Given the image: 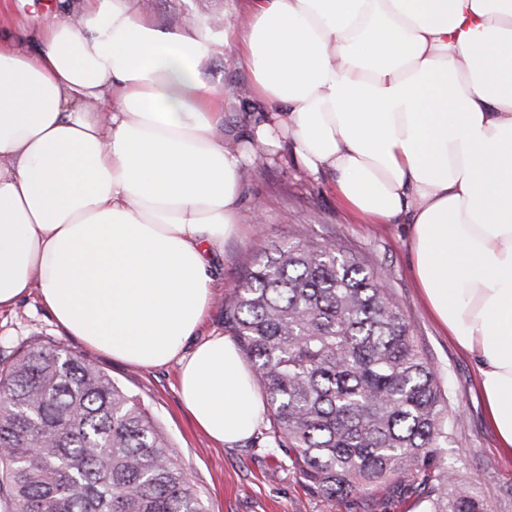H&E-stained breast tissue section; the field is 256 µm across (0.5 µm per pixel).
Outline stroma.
<instances>
[{"label": "stroma", "mask_w": 512, "mask_h": 512, "mask_svg": "<svg viewBox=\"0 0 512 512\" xmlns=\"http://www.w3.org/2000/svg\"><path fill=\"white\" fill-rule=\"evenodd\" d=\"M59 0H0V37L16 38L41 29L57 11ZM153 19L170 31L202 36L209 56L204 81L224 96V141L242 143L252 115L247 72L240 69L224 31L245 10V0H150ZM241 206L258 213L259 224L240 225L224 242L216 265V293L201 329L202 336L224 332V305L267 240L299 235L333 239L368 265L384 271L405 313L415 342L438 371L450 410L462 413L466 428L448 451L472 489L491 512H512V459L505 457L488 424L475 360L459 348L430 313L411 272L412 257L403 224H363L336 197L332 176H312L298 164L292 148L259 155L242 174ZM53 341L85 353L87 359L134 395L166 433L171 452L189 472L208 512H426L424 497L411 479L394 480L372 493L341 502L312 493L285 450L275 447L273 428L263 422L248 441L232 447L207 438L192 422L177 388L176 364L140 370L112 357L86 350L62 333L35 298L0 313V360L29 342Z\"/></svg>", "instance_id": "stroma-1"}]
</instances>
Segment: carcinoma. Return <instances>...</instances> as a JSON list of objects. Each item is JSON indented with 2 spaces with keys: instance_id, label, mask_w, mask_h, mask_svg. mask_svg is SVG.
I'll use <instances>...</instances> for the list:
<instances>
[{
  "instance_id": "1",
  "label": "carcinoma",
  "mask_w": 512,
  "mask_h": 512,
  "mask_svg": "<svg viewBox=\"0 0 512 512\" xmlns=\"http://www.w3.org/2000/svg\"><path fill=\"white\" fill-rule=\"evenodd\" d=\"M224 328L311 490L347 500L420 474L428 512H490L446 461L463 422L381 271L334 240H271ZM0 493L9 512H207L141 402L49 341L0 361Z\"/></svg>"
}]
</instances>
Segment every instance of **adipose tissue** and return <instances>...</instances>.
Wrapping results in <instances>:
<instances>
[{
	"mask_svg": "<svg viewBox=\"0 0 512 512\" xmlns=\"http://www.w3.org/2000/svg\"><path fill=\"white\" fill-rule=\"evenodd\" d=\"M38 39L0 40V312L33 295L91 350L176 364L197 426L248 440L253 368L195 335L243 168L289 144L353 214L410 225L413 276L512 456V0H250L224 33L262 105L236 147L207 44L140 0H76Z\"/></svg>",
	"mask_w": 512,
	"mask_h": 512,
	"instance_id": "obj_1",
	"label": "adipose tissue"
}]
</instances>
